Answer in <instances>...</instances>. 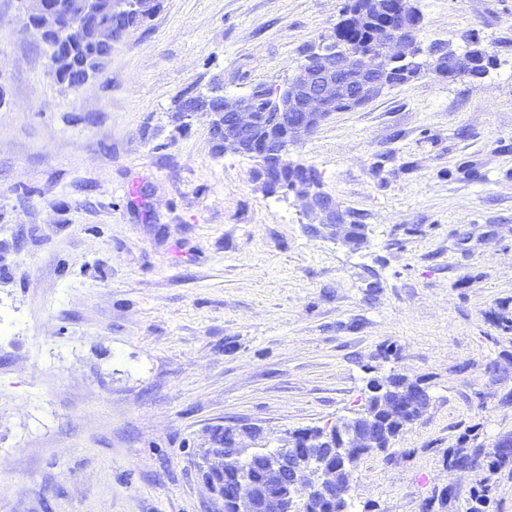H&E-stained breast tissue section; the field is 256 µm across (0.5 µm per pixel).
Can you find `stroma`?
Masks as SVG:
<instances>
[{
    "mask_svg": "<svg viewBox=\"0 0 512 512\" xmlns=\"http://www.w3.org/2000/svg\"><path fill=\"white\" fill-rule=\"evenodd\" d=\"M347 2L160 0L70 89L0 0V512H224L212 430L331 424L396 373L430 405L349 498L421 512L451 484L465 512L446 449L512 437V0H415L422 47L494 66L422 72L293 151L365 224L356 250L172 109L285 85Z\"/></svg>",
    "mask_w": 512,
    "mask_h": 512,
    "instance_id": "1",
    "label": "stroma"
}]
</instances>
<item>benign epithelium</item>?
I'll return each mask as SVG.
<instances>
[{"label":"benign epithelium","instance_id":"obj_1","mask_svg":"<svg viewBox=\"0 0 512 512\" xmlns=\"http://www.w3.org/2000/svg\"><path fill=\"white\" fill-rule=\"evenodd\" d=\"M84 2L86 12L71 15L49 7L48 0H28L27 16L35 18L30 27L44 42L53 34H63L74 43L100 40L106 32L87 21L96 0ZM371 14L391 27L390 35L374 47L379 65H370L368 47L363 45L333 41L317 47L297 67L286 86L269 95L270 107L275 111L273 120L285 121L278 135L261 142L254 138L259 116L245 95L229 94L222 88L212 90L224 98V112L209 114L210 123H224V151L264 157L263 184L293 191L302 214L320 219L336 237L354 248L360 242L349 237L346 211L332 194L323 190L320 176L291 160L290 154L335 111L338 103L352 109L366 105L389 87L380 78L386 66L413 56L421 20L411 0H365L363 7L349 12L345 19ZM446 64L475 77L482 68V64L469 60L466 53L456 51L448 54ZM429 404V394L418 385L405 389L401 397L381 399L378 411L402 429L416 421ZM375 423L373 414L362 412L349 423L333 426L326 448L318 447L310 438L301 447L293 438L283 439V445L277 448L260 445L259 454L265 462L267 480L274 487L272 492L262 491L246 468L256 453L248 452L242 436L255 440L262 430L232 427L227 439L228 453L218 462L212 458L206 463L210 484L218 495H223L224 480L217 474L229 467L235 470V512H308L310 508L323 512L330 506L335 512H347L349 486L343 487L337 480L342 475L352 476L353 466L365 455V449L376 447ZM333 458L339 459L340 464L332 463Z\"/></svg>","mask_w":512,"mask_h":512}]
</instances>
